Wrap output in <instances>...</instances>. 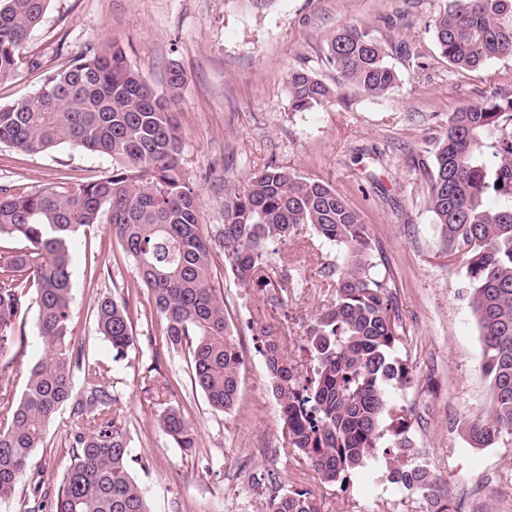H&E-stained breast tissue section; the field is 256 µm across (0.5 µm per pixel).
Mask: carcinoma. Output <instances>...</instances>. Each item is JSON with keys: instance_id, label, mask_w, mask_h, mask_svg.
Returning a JSON list of instances; mask_svg holds the SVG:
<instances>
[{"instance_id": "1", "label": "carcinoma", "mask_w": 512, "mask_h": 512, "mask_svg": "<svg viewBox=\"0 0 512 512\" xmlns=\"http://www.w3.org/2000/svg\"><path fill=\"white\" fill-rule=\"evenodd\" d=\"M49 3L0 0V82L23 67L41 68L26 45ZM433 37L458 70L512 57V0H449L433 20ZM387 57L388 44L359 25L340 29L328 47L342 82L370 96L398 84ZM184 83L174 63L169 94H158L112 44L46 74L34 95L0 105V144L22 154L66 145L112 161L108 175L67 187L15 193L0 186V239L23 242L0 254V503L15 497L53 427L65 429L70 456L57 492L34 483L18 512H151L131 473L132 439L111 368L89 360L85 341L72 334V247L84 228L112 225L134 266L133 278L95 309L96 332L113 359L135 344L128 297L145 289L168 355L188 360L191 382L210 407L230 414L238 404L245 359L224 296L212 284V243L199 223L198 192L183 173L172 109ZM288 94L296 112L338 98L304 71L289 75ZM486 138L495 142L493 165L481 157ZM419 170L442 252L466 272L491 402L465 428L471 445H489L503 432L512 435V96L450 113L432 163ZM303 226L336 248L341 262L322 271L335 299L305 332V376L279 329L266 326L258 336L289 447L324 483L346 486L374 468L393 490L423 501L426 512H458L442 478L410 461L416 450L404 418L387 421L389 388L410 384L413 370L403 357L407 336L398 303L387 273L373 261L360 214L330 184L271 163L224 204L217 241L238 281L261 288L262 305L275 308L285 304L293 277L288 266H273L269 246ZM32 307L45 356L5 375L22 346L21 313ZM158 425L175 447H196L180 407H167ZM264 512L320 507L308 490H274Z\"/></svg>"}]
</instances>
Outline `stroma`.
<instances>
[{"label": "stroma", "instance_id": "1", "mask_svg": "<svg viewBox=\"0 0 512 512\" xmlns=\"http://www.w3.org/2000/svg\"><path fill=\"white\" fill-rule=\"evenodd\" d=\"M448 0H51L27 51L42 68L20 69L0 83V104L32 96L45 72L69 66L87 51L117 44L129 64L158 93H166L171 64L186 82L175 105L182 136V164L200 196L206 234L224 224V205L235 189L271 163L332 185L361 215L374 243L373 259L386 269L391 291L412 343L408 362L415 383L391 389L393 413L408 411L409 437L420 462L447 483L462 512H512V489L500 477L512 472V435L488 447L467 441L465 423L483 414L489 383L480 372L479 329L469 306L465 270L441 251L416 160L431 161L448 115L493 94L512 95V58L460 71L441 57L432 21ZM346 24L372 29L383 41H403L390 51L399 74L390 93L370 97L341 85L327 60L337 30ZM303 69L340 95L335 104L305 112L291 108L288 77ZM106 156L68 146L23 155L0 145V185L35 191L107 175ZM336 252L299 230L273 254V265L294 268L286 308H264L259 288L241 285L215 252L213 284L238 329L244 353L236 411L211 410L192 388L186 361L169 359L161 324L146 299L133 301L136 342L127 357L95 331L94 308L131 279L133 264L111 225L98 224L73 254L74 334L84 338L90 360L110 364L130 422L132 473L152 512H261L272 485L308 489L321 512H424L421 501L379 479L347 487L321 483L292 450L270 391L257 329L272 325L286 337L295 365L314 316L332 299L320 271ZM157 383L170 385L198 433L196 448L174 447L158 429L165 402L145 385L147 366ZM65 433L50 431L33 463L47 485L59 486L69 464Z\"/></svg>", "mask_w": 512, "mask_h": 512}]
</instances>
